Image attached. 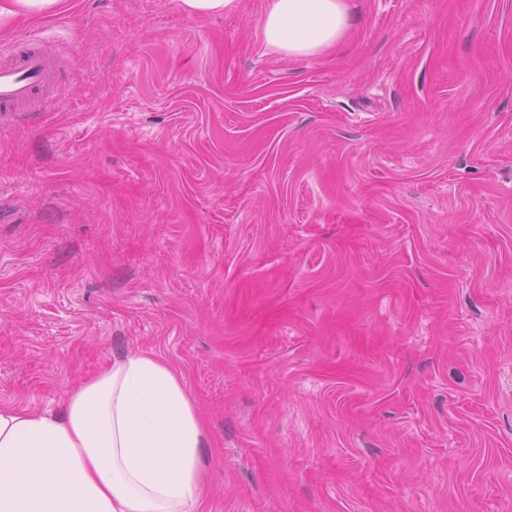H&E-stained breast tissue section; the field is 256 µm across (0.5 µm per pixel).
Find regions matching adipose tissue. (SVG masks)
<instances>
[{
    "mask_svg": "<svg viewBox=\"0 0 512 512\" xmlns=\"http://www.w3.org/2000/svg\"><path fill=\"white\" fill-rule=\"evenodd\" d=\"M345 0H271L267 46L315 54ZM205 432L180 373L143 350L74 387L61 411L0 405V512H201Z\"/></svg>",
    "mask_w": 512,
    "mask_h": 512,
    "instance_id": "obj_1",
    "label": "adipose tissue"
}]
</instances>
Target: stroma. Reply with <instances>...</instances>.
Instances as JSON below:
<instances>
[{"label": "stroma", "mask_w": 512, "mask_h": 512, "mask_svg": "<svg viewBox=\"0 0 512 512\" xmlns=\"http://www.w3.org/2000/svg\"><path fill=\"white\" fill-rule=\"evenodd\" d=\"M66 0L0 23L61 93L0 123V405L179 371L203 512H512V0ZM237 0H180L181 7L190 15H218L232 11ZM348 28L344 0H272L262 24L267 46L288 57L309 56L330 47Z\"/></svg>", "instance_id": "1"}]
</instances>
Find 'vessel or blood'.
<instances>
[{
	"label": "vessel or blood",
	"mask_w": 512,
	"mask_h": 512,
	"mask_svg": "<svg viewBox=\"0 0 512 512\" xmlns=\"http://www.w3.org/2000/svg\"><path fill=\"white\" fill-rule=\"evenodd\" d=\"M55 79L54 58L39 41H27L0 57V113L21 115L23 105L54 85Z\"/></svg>",
	"instance_id": "vessel-or-blood-1"
}]
</instances>
